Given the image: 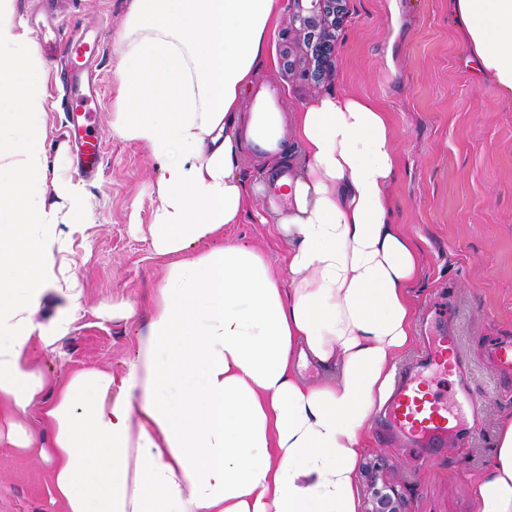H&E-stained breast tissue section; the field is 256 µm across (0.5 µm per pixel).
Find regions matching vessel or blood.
<instances>
[{"instance_id": "obj_1", "label": "vessel or blood", "mask_w": 512, "mask_h": 512, "mask_svg": "<svg viewBox=\"0 0 512 512\" xmlns=\"http://www.w3.org/2000/svg\"><path fill=\"white\" fill-rule=\"evenodd\" d=\"M68 66L61 77L69 85L70 136L77 146L81 175L93 178L97 173L98 145L101 133L92 120L94 87H83L82 76L95 56L100 37L77 32L67 37ZM252 110L259 125H270L281 110L279 98L261 97ZM486 359L492 372L501 379L512 378V339L500 338L486 347ZM477 406L464 376V359L453 325H442L428 345L408 367L399 371L384 408L386 433L390 441L422 449L424 461H433L449 446H460L474 432Z\"/></svg>"}]
</instances>
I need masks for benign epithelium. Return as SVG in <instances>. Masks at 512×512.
Here are the masks:
<instances>
[{
	"mask_svg": "<svg viewBox=\"0 0 512 512\" xmlns=\"http://www.w3.org/2000/svg\"><path fill=\"white\" fill-rule=\"evenodd\" d=\"M292 21L302 36L304 51L283 52L288 72L316 82L331 77L335 52V31L348 15V0H291ZM364 512H409L408 499L388 477L386 464L375 462L365 467Z\"/></svg>",
	"mask_w": 512,
	"mask_h": 512,
	"instance_id": "benign-epithelium-1",
	"label": "benign epithelium"
}]
</instances>
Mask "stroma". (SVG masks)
<instances>
[{"mask_svg":"<svg viewBox=\"0 0 512 512\" xmlns=\"http://www.w3.org/2000/svg\"><path fill=\"white\" fill-rule=\"evenodd\" d=\"M57 2L65 31L104 35L93 65L103 140L97 178L82 179L65 132L67 98L48 80V168L80 191L77 207L56 232L70 244L81 296L67 318L58 312L59 298L45 302L35 320L53 343L33 339L30 352L50 378L91 367L117 375L136 352L137 332L170 262L156 254L149 234L159 167L145 146L112 127L121 66L115 35L134 0ZM348 7L336 33L334 75L316 84L283 66L282 49L299 48L291 4L284 0L254 85L278 90L286 113L329 90L370 99L387 112L399 163L388 198L421 253L413 286L416 313L425 315L440 297H452L450 318L479 424L468 445L447 448L432 463L412 449L389 447L373 432L360 461L385 459L411 512H473L472 480L489 463L500 416L512 411V390L501 389L485 360L492 338L512 336V101L477 73L448 0H349ZM224 233L286 270L285 239L276 225L260 223L254 210ZM128 301L137 303V319L117 313ZM50 474L39 449L1 442L0 512H63L50 490Z\"/></svg>","mask_w":512,"mask_h":512,"instance_id":"stroma-1","label":"stroma"}]
</instances>
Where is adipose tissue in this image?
<instances>
[{
	"label": "adipose tissue",
	"mask_w": 512,
	"mask_h": 512,
	"mask_svg": "<svg viewBox=\"0 0 512 512\" xmlns=\"http://www.w3.org/2000/svg\"><path fill=\"white\" fill-rule=\"evenodd\" d=\"M134 2L113 128L159 167L150 233L174 261L124 371H72L44 401L28 347L45 297H79L56 234L76 189L47 174L45 69L0 0V418L38 405L64 512H360L366 433L415 337L420 252L388 202L389 118L341 92L298 112L288 215H259L287 241L280 277L224 235L255 196L238 173L243 104L280 0ZM453 7L478 71L512 100V0ZM310 362L333 378L304 381ZM472 489L474 512H512V412Z\"/></svg>",
	"instance_id": "obj_1"
}]
</instances>
